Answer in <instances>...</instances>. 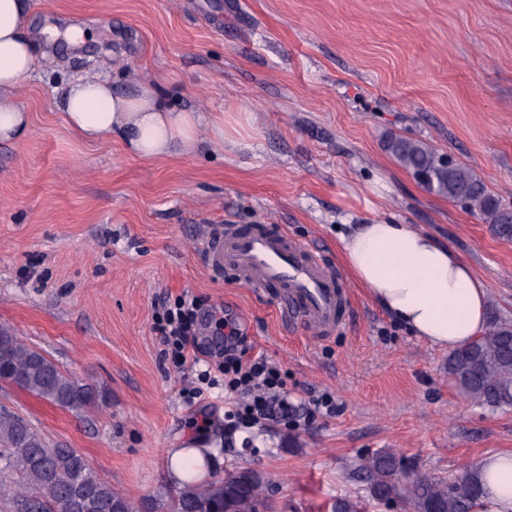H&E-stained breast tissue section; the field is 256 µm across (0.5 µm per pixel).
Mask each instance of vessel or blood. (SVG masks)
I'll list each match as a JSON object with an SVG mask.
<instances>
[{
	"label": "vessel or blood",
	"instance_id": "b4317fda",
	"mask_svg": "<svg viewBox=\"0 0 512 512\" xmlns=\"http://www.w3.org/2000/svg\"><path fill=\"white\" fill-rule=\"evenodd\" d=\"M205 256L214 275L230 269L247 287L275 290L281 316L316 334L346 321L348 285L317 250L289 240L282 226L225 225L209 238Z\"/></svg>",
	"mask_w": 512,
	"mask_h": 512
}]
</instances>
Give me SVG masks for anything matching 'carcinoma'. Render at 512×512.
Here are the masks:
<instances>
[{"mask_svg":"<svg viewBox=\"0 0 512 512\" xmlns=\"http://www.w3.org/2000/svg\"><path fill=\"white\" fill-rule=\"evenodd\" d=\"M385 150L431 193L464 204L501 240L512 241V206L495 196L468 165L430 144L389 134ZM448 376L470 402L491 410L512 409V321L491 316L484 334L448 355ZM0 376L63 409L97 404L99 391L63 370L41 350L0 326ZM183 478L169 512H265L268 481L249 468L224 470L219 479L199 480L197 463L179 462ZM0 474L13 479L12 512H135L133 503L101 479L75 448L49 445L23 418L0 414ZM353 474L378 504L402 512H472L481 491L478 468L453 478L410 471L389 450L354 464Z\"/></svg>","mask_w":512,"mask_h":512,"instance_id":"cac0c4a2","label":"carcinoma"}]
</instances>
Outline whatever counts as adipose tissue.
Masks as SVG:
<instances>
[{
	"label": "adipose tissue",
	"instance_id": "1",
	"mask_svg": "<svg viewBox=\"0 0 512 512\" xmlns=\"http://www.w3.org/2000/svg\"><path fill=\"white\" fill-rule=\"evenodd\" d=\"M32 0H0V142H18L29 114L16 90L22 78L43 66L32 37ZM66 125L84 140L121 138L142 160L191 157L199 150V129L215 141L238 136L220 112L171 107L151 83L131 92L113 91L99 74L86 73L63 90ZM346 269L374 302L410 334L440 349L453 350L486 328L488 289L475 270L432 235L408 224H359L339 237ZM482 489L473 512H512V453L484 455Z\"/></svg>",
	"mask_w": 512,
	"mask_h": 512
}]
</instances>
